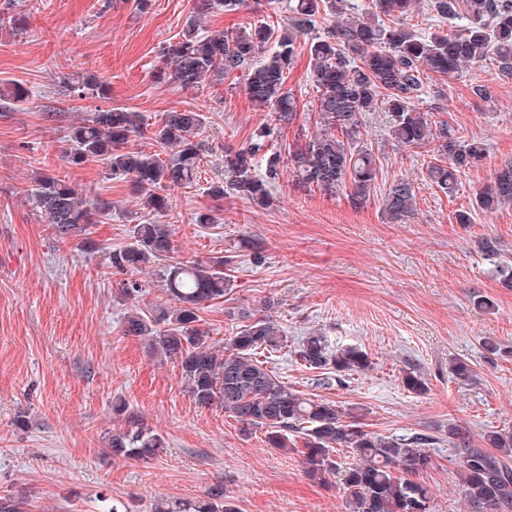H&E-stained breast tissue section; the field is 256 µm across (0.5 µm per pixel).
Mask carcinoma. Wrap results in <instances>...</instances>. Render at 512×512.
I'll use <instances>...</instances> for the list:
<instances>
[{
	"label": "carcinoma",
	"instance_id": "carcinoma-1",
	"mask_svg": "<svg viewBox=\"0 0 512 512\" xmlns=\"http://www.w3.org/2000/svg\"><path fill=\"white\" fill-rule=\"evenodd\" d=\"M344 0H297L290 8L288 27L260 25L216 35L201 33V15L211 9L210 0H199L175 41L161 51L157 82H175L184 88H200L209 81L235 72L244 73L248 97L269 108L282 124L296 117L298 101L286 88L288 71L299 52H308L311 78L316 88V112L322 130L289 154V162L303 183L327 194L350 188V202L360 206L370 200L377 182L376 159L359 138L362 115L386 112L393 124L391 136L412 149L433 146L427 165L430 181L450 192L457 173L482 160L480 143L460 145L448 138V124L433 122L418 102L425 75L446 76L464 65L496 63L500 79H512V0H430L435 17L450 20L465 12L467 26L455 34L419 36L403 19L413 13L415 0H375L376 12L351 14L336 22L323 37H310L316 16L324 10L343 13ZM76 92L106 96V85L93 75L63 81ZM203 113L193 109L165 113L152 131V139L170 152L163 160L132 144L143 133L144 117L125 108L105 107L71 128L67 161L81 166L101 160L113 176L128 179L143 208L164 213L171 208L170 191L192 183L203 155L198 140ZM272 130L263 128L249 143L224 151L225 183L209 188L213 197L237 195L264 207L271 198L270 184L286 162L278 151L267 148ZM262 167L265 174H257ZM26 196L37 204L56 235L70 239L87 232L111 210L105 201L83 198L73 183L58 175L39 172ZM382 211L391 223H403L416 209V194L405 179L385 189ZM477 208L492 212L512 202V165L500 170L492 185L476 195ZM235 256H215L206 261H182L175 257L169 224H135L130 241L110 255L115 275L142 271L164 261L162 288L168 307L141 310L126 317L123 334L148 341L151 353L175 361L190 396L201 407L224 409L250 434L265 431L272 448H289V434L302 435V465L316 480L339 478L348 512H432L429 489L417 476L432 467L426 445L430 437L381 436L363 427L364 408L346 407L337 401L299 394L281 381L260 359L287 347V337L273 319L275 303L263 302L253 312L231 307L227 315L247 320L224 346L211 342L202 327L203 305L232 293L234 280L228 267ZM295 355L321 373L328 385L372 368L357 347L333 349L326 337L302 338ZM452 374L461 385L473 383L472 364L458 358ZM402 384L409 392L428 391L424 374L408 368ZM129 428L112 432L109 448L114 457L149 460L159 455L164 440L138 419L128 418ZM487 448H471L467 437L448 426V441L459 449V470L468 512H512V434L491 430L484 434ZM348 448L353 462L341 465L333 456ZM495 452H490V449ZM153 512H238L224 488L215 486L205 498L169 501L154 505Z\"/></svg>",
	"mask_w": 512,
	"mask_h": 512
}]
</instances>
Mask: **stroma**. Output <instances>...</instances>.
<instances>
[{"instance_id": "stroma-1", "label": "stroma", "mask_w": 512, "mask_h": 512, "mask_svg": "<svg viewBox=\"0 0 512 512\" xmlns=\"http://www.w3.org/2000/svg\"><path fill=\"white\" fill-rule=\"evenodd\" d=\"M195 4L153 0L140 14L129 0H0V15L19 21L18 34L0 30V494L24 499L26 512H100L105 498L152 512L157 500L202 498L219 485L238 512H346L337 480L311 481L299 452L268 447L263 432L242 435L223 409L198 406L176 363L153 355L145 339L123 335L132 306L109 256L128 243L133 224L152 221L172 225L182 259L233 252L228 302L200 312L216 344L240 325L225 306L275 301L274 318L289 341L269 362L275 375L298 392L366 408L367 431L432 436L434 466L420 479L433 512H465L449 424L474 448L483 447L486 431H512V288L501 272L512 265V204L494 212L475 205L498 168L512 164V79L501 80L490 61L425 78L424 111L447 121L458 143L485 147L455 193L430 182L428 149L395 147L388 115L370 112L361 137L376 158L378 193L362 207L345 194L306 187L288 164L271 184L268 206L218 199L207 189L224 178L225 148L244 146L277 121L249 99L236 74L199 89L156 83L160 50ZM284 17L266 0H249L237 12L212 9L204 30L278 25ZM88 73L105 83L107 98L79 99L59 86L61 75ZM477 84L488 98L473 94ZM17 86L28 92L24 101L11 97ZM287 86L297 117L271 141L284 154L320 129L308 55L298 57ZM107 106L139 112L150 125L173 110L203 112L198 177L171 191L164 215L142 209L102 161L66 162L70 126ZM41 169L65 176L87 199L110 203L88 238L59 239L28 199ZM401 178L415 186L417 211L393 224L379 193ZM206 208L217 223H196ZM461 211L470 223L457 222ZM251 239L263 246L261 261ZM312 332L335 347H361L372 369L318 384L293 349ZM488 340L497 353L486 350ZM457 358L471 362L474 384L454 380ZM411 366L425 375L427 394L403 387ZM131 414L165 442L152 461L118 459L107 446Z\"/></svg>"}]
</instances>
